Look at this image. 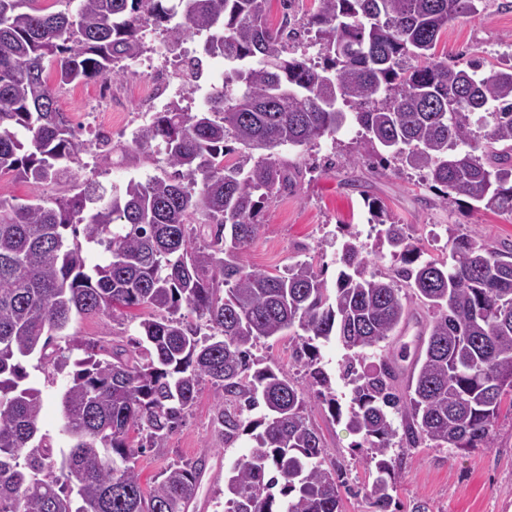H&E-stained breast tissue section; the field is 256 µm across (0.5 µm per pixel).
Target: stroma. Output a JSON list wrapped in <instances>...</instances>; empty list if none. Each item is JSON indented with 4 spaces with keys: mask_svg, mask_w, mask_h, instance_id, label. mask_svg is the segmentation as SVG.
<instances>
[{
    "mask_svg": "<svg viewBox=\"0 0 512 512\" xmlns=\"http://www.w3.org/2000/svg\"><path fill=\"white\" fill-rule=\"evenodd\" d=\"M438 51L449 61L466 64L478 58L485 66L512 61V0H481L478 13L449 23L439 40ZM182 93L176 104L187 112L202 104V90L220 84L223 60L204 63L201 90L185 82L182 69L170 58L163 59ZM100 85L91 79L79 84L55 87L60 111L66 112L81 131L83 139L108 136L112 142L109 158H101L95 148H87L78 160L69 163L67 174L41 187L4 177L0 195L50 200L71 194V173L99 183L104 189L124 186L129 179L141 181L163 175L161 156L135 149L131 134L147 124L151 115L139 111V101L147 89V76L139 60L123 63V74L110 83V101L98 109L90 105ZM278 156L296 163L302 175L288 191L274 197L261 213L262 227L247 247L244 257L250 268L270 273L283 271L298 260L311 262L321 270L327 285H334L340 243L345 234L357 235L372 261V271L387 274L397 262L380 250L375 232L368 223L366 197L378 199L395 223L406 225L421 249L423 258L447 256L449 235L468 236L501 249H512V215L470 206L463 196L448 203L436 202V190L429 187L422 172L403 167L397 161L380 165L368 162V146L355 121H347L335 137L322 138L310 148L279 147ZM428 318L426 310H415L400 335L380 347L368 350L361 367L370 369L380 358H400L404 349L415 348L416 337ZM138 337V321L132 315L115 319L104 316H73L54 342L66 346L76 338L98 347L131 345ZM297 339L293 335L260 341L252 354L265 364L281 368L289 377L304 381V369L294 358ZM30 382L43 396L41 429L60 439V396L69 381L64 372L42 370L28 365ZM308 423L323 437L330 460L343 469L348 489L343 493L344 512H372L369 491L373 476L356 447L357 437L348 428L347 416L332 417L326 407L309 402ZM217 402L210 383H203L183 425L169 438L165 448L139 456L137 466L146 481H154L172 464H185L205 457V467L195 502L196 512H222L216 493L224 487V474L247 454L249 439L240 436L225 444L216 423ZM402 476L397 486V512H411L415 502L426 501L432 512H512V408L502 407L486 448H437L426 442L406 450L393 447Z\"/></svg>",
    "mask_w": 512,
    "mask_h": 512,
    "instance_id": "35a3bbf8",
    "label": "stroma"
}]
</instances>
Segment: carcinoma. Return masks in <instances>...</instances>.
Listing matches in <instances>:
<instances>
[{"label":"carcinoma","instance_id":"carcinoma-1","mask_svg":"<svg viewBox=\"0 0 512 512\" xmlns=\"http://www.w3.org/2000/svg\"><path fill=\"white\" fill-rule=\"evenodd\" d=\"M37 2L0 0V178L55 181L84 148L55 106L47 62L60 85L115 78L145 51L140 31L152 18L173 46L206 33L202 54L234 67L201 110L169 105L133 133L171 175L131 180L108 198L87 181L53 202L0 196V512H189L202 460L170 465L146 486L136 458L166 447L204 382L218 396L224 443L252 441L224 482V512H342V472L326 465L305 416L310 396L341 413L317 346L333 338L349 351V426L376 472L373 512H392L396 436L407 448L490 443L512 396L511 251L453 236L448 258L420 263L403 225L373 201L370 222L401 262L393 276L370 271L354 236L333 288L306 261L276 274L244 261L265 204L302 173L273 150L332 137L350 118L366 143L425 172L442 199L512 214V65L484 72L473 59L464 69L437 53L448 23L477 13V0H317L303 30H315L320 63L289 56L299 32L288 20L269 27L265 0H78L73 14ZM230 140L268 154L231 162ZM79 225L108 254L90 270L65 236ZM412 304L431 317L409 367L386 358L359 370ZM131 307L147 310L133 349L108 360L77 340L52 347L73 314ZM295 328L305 386L252 357ZM76 350L84 357L72 359ZM35 353L75 367L61 396L66 452L41 432L42 392L24 383Z\"/></svg>","mask_w":512,"mask_h":512}]
</instances>
